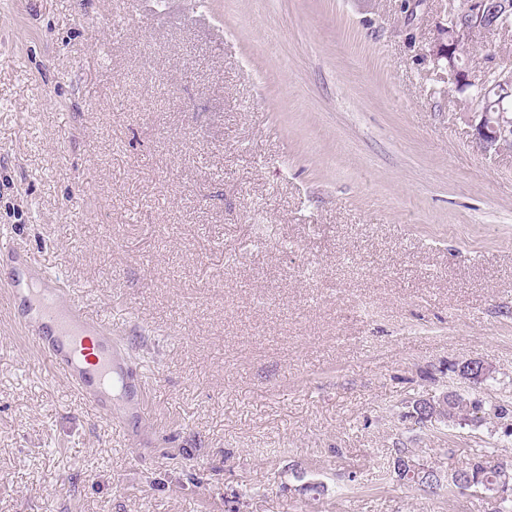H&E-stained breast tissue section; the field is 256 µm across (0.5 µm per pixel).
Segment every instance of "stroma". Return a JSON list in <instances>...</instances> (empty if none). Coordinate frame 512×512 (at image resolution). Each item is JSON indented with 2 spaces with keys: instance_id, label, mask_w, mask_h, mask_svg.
I'll return each mask as SVG.
<instances>
[{
  "instance_id": "stroma-1",
  "label": "stroma",
  "mask_w": 512,
  "mask_h": 512,
  "mask_svg": "<svg viewBox=\"0 0 512 512\" xmlns=\"http://www.w3.org/2000/svg\"><path fill=\"white\" fill-rule=\"evenodd\" d=\"M461 5L0 0V237L145 389L108 425L0 291V512H497L390 471L512 460V151L428 54ZM450 391L489 417H408Z\"/></svg>"
}]
</instances>
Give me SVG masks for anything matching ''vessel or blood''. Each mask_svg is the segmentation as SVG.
Listing matches in <instances>:
<instances>
[{
    "label": "vessel or blood",
    "instance_id": "obj_1",
    "mask_svg": "<svg viewBox=\"0 0 512 512\" xmlns=\"http://www.w3.org/2000/svg\"><path fill=\"white\" fill-rule=\"evenodd\" d=\"M13 265L0 280L21 331L54 372L64 376L87 406L112 421L116 392H128L134 370L112 340V326L66 299L65 284L39 266L23 247L0 243V261Z\"/></svg>",
    "mask_w": 512,
    "mask_h": 512
}]
</instances>
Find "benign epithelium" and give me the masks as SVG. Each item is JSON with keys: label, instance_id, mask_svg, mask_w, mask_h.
Returning <instances> with one entry per match:
<instances>
[{"label": "benign epithelium", "instance_id": "1", "mask_svg": "<svg viewBox=\"0 0 512 512\" xmlns=\"http://www.w3.org/2000/svg\"><path fill=\"white\" fill-rule=\"evenodd\" d=\"M501 8H508L504 0H469L458 20L451 25L438 26L434 43L429 48V54L442 62V68L448 70L450 77L466 84L472 92L481 88V81L471 75L460 48L493 29L495 16ZM496 85L499 98L495 120L487 122L482 112L467 115L476 142L488 152L503 149V142L512 136V70H497Z\"/></svg>", "mask_w": 512, "mask_h": 512}]
</instances>
